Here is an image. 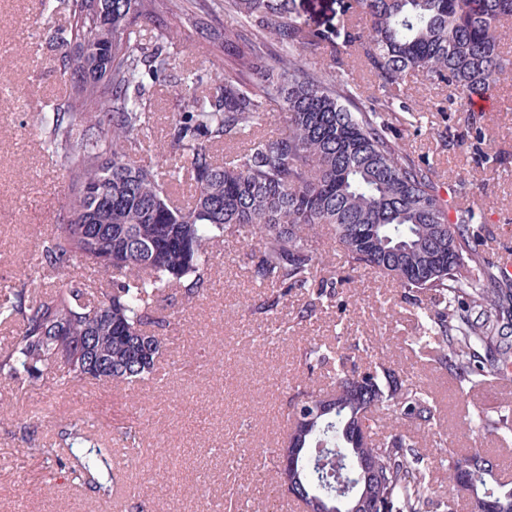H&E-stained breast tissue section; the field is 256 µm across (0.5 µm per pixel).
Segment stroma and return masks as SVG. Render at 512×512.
I'll use <instances>...</instances> for the list:
<instances>
[{"instance_id":"35a3bbf8","label":"stroma","mask_w":512,"mask_h":512,"mask_svg":"<svg viewBox=\"0 0 512 512\" xmlns=\"http://www.w3.org/2000/svg\"><path fill=\"white\" fill-rule=\"evenodd\" d=\"M194 17L167 19L175 77L203 70L223 74L220 42L236 17L198 0ZM41 0H0V287L22 278L30 259L59 223L70 182L49 155L34 122L46 104L63 97L57 57L39 39ZM407 94L386 113L388 133L416 164L431 167L438 186L451 189L474 214L473 244L486 263L512 259V86L491 93L496 108L480 115L482 138L461 150L469 99L424 73L405 78ZM147 158L163 171L161 147L168 117L179 111L173 88L153 93ZM508 157V165L497 162ZM250 245L225 235L212 253L207 290L180 313L154 379L133 386L59 385L55 375L26 385L0 381V512H303L281 491L271 462L287 431L291 388L328 390L324 370H307L313 344L330 345L358 370L385 365L409 388L429 393L436 420L425 442L432 499L448 493V460L479 447L498 478L512 481V434L492 429L512 414V383L459 391L448 368L412 356L418 308L406 291L365 273L336 288V302L307 320L296 317L307 299L293 291L276 314L257 307L268 290L248 272ZM87 421L99 447H120V429L137 433L138 453L123 469L122 494L106 497L79 486L56 463L25 453L26 430L58 447L71 422Z\"/></svg>"}]
</instances>
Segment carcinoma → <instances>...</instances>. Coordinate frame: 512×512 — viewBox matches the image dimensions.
Here are the masks:
<instances>
[{"label": "carcinoma", "mask_w": 512, "mask_h": 512, "mask_svg": "<svg viewBox=\"0 0 512 512\" xmlns=\"http://www.w3.org/2000/svg\"><path fill=\"white\" fill-rule=\"evenodd\" d=\"M339 28L302 21L298 0H224L239 29L224 38L232 64L209 91L202 77L177 89L164 141L170 170L141 159L150 133L147 96L170 83L172 56L157 29L144 42L139 24L188 14V0H67L69 24L48 29L70 94L39 115L44 144L72 173L61 224L34 258L33 279L0 290V319L20 334L0 351V380L19 384L56 373L69 384L134 385L152 378L176 310L191 303L211 276L209 246L230 230L255 243L250 271L271 290L258 307L267 313L295 290L307 292L304 319L331 306L336 282L318 275L312 249L322 224L335 227L345 264L354 274L396 280L432 308L418 314V357L435 358L455 372L461 388L512 382V283L499 281L472 245V212L449 208L433 173L410 159L387 131L383 113L407 92L405 76L421 71L468 97H483L512 82V51L500 27L512 20V0H335ZM369 17L362 27L357 17ZM274 38L281 50L268 49ZM348 47L373 79L367 106L350 80L318 74L301 53L324 50L339 69ZM82 111H76V105ZM283 112L278 132L264 125ZM247 140L249 146L238 149ZM231 151L219 164L215 153ZM188 172L191 202L174 205L173 183ZM112 277L96 292L77 275L58 276L74 263ZM313 346L311 368L331 363ZM333 388L315 394L296 386L289 402L293 425L277 452L338 448L345 461L373 459L382 478L380 512H422L431 490L416 431L436 417L421 389H402L383 366L361 373L340 363ZM364 376L366 389L355 385ZM324 412L304 427L295 415L313 404ZM386 409L394 428L379 441H362L355 416ZM66 448L77 460L67 474L103 490L111 465L84 422L71 423ZM27 452L46 462L53 449L33 434ZM465 457L448 466L457 493L440 501L456 512L458 494L477 512L512 508V482H500L483 463L471 485L457 484ZM298 459L305 497L321 493L317 462Z\"/></svg>", "instance_id": "1"}]
</instances>
